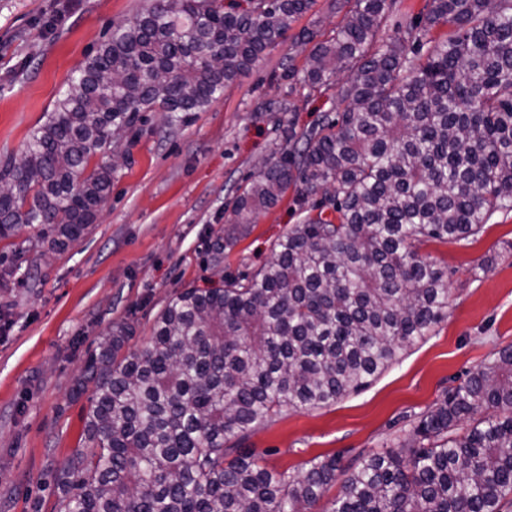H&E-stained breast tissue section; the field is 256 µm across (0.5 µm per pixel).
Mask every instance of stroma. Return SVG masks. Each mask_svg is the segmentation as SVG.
Returning <instances> with one entry per match:
<instances>
[{"instance_id":"1","label":"stroma","mask_w":512,"mask_h":512,"mask_svg":"<svg viewBox=\"0 0 512 512\" xmlns=\"http://www.w3.org/2000/svg\"><path fill=\"white\" fill-rule=\"evenodd\" d=\"M151 0H0V159L20 156L31 129L112 30ZM341 16L334 0L313 8L205 111L166 122L148 112L126 131L110 162L112 192L89 232L42 261L18 257L19 276L0 282V512H54L49 466L80 445L88 394H76L85 361L111 326L132 328L142 349L157 312L212 272L202 251L230 214L236 190L284 147V129L303 131L332 112L335 97H303L288 75ZM288 100L295 113L267 111ZM302 214L293 194L258 216L224 255V273L261 266L273 242ZM448 270V313L425 339L367 388L335 405L273 418L246 442L259 463L294 472L326 455L349 468L363 452L397 447L418 416L469 372L512 345V213L496 215L469 240L418 243Z\"/></svg>"}]
</instances>
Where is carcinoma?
I'll return each mask as SVG.
<instances>
[{"instance_id":"cac0c4a2","label":"carcinoma","mask_w":512,"mask_h":512,"mask_svg":"<svg viewBox=\"0 0 512 512\" xmlns=\"http://www.w3.org/2000/svg\"><path fill=\"white\" fill-rule=\"evenodd\" d=\"M315 0H153L88 56L24 156L0 164V242L25 229L60 252L112 191L123 132L145 112H201ZM391 0H336L344 17L289 77L335 115L297 133L238 189L207 267L288 189L305 209L259 269L186 288L139 352L113 326L90 354L81 437L50 469L57 512H313L340 459L273 474L240 447L289 411L368 386L448 313V270L415 243H457L512 211V0H429L378 39ZM470 421L460 431L464 421ZM512 495V346L422 414L401 448L362 456L327 512H500Z\"/></svg>"}]
</instances>
